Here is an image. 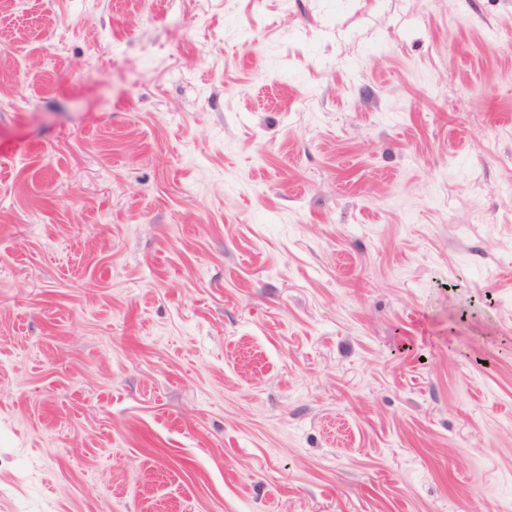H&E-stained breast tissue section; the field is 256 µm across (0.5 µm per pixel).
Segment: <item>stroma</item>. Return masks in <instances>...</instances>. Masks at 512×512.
<instances>
[{"label":"stroma","mask_w":512,"mask_h":512,"mask_svg":"<svg viewBox=\"0 0 512 512\" xmlns=\"http://www.w3.org/2000/svg\"><path fill=\"white\" fill-rule=\"evenodd\" d=\"M512 0H7L0 512H512Z\"/></svg>","instance_id":"35a3bbf8"}]
</instances>
